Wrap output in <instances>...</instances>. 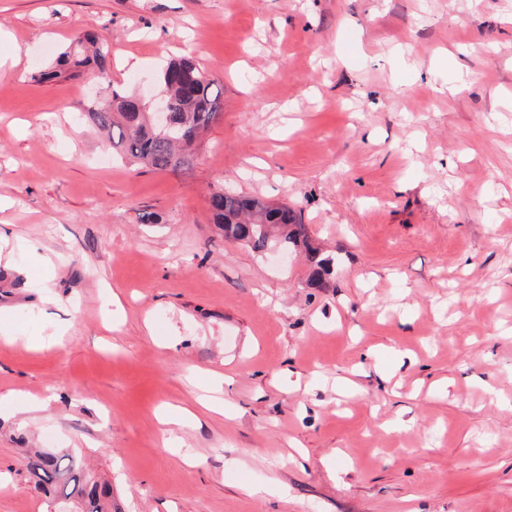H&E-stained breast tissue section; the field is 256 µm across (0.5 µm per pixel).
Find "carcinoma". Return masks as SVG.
<instances>
[{"label":"carcinoma","instance_id":"obj_1","mask_svg":"<svg viewBox=\"0 0 512 512\" xmlns=\"http://www.w3.org/2000/svg\"><path fill=\"white\" fill-rule=\"evenodd\" d=\"M86 72L93 73L106 91L89 117L117 153L152 171L182 172L191 168L197 145L190 139L181 141L182 134L199 135L221 115V91L205 71L191 59L180 58L171 60L161 72L162 98L171 104V124L167 127L153 121L139 96L113 88L111 49L94 32L72 41L59 53L55 64L39 71L35 79L50 83L64 73L77 78ZM208 207L213 224L224 238L244 242L258 253L304 248L311 267L309 285L327 286L335 261L313 245L297 211L222 188L210 193ZM26 469L35 488L78 501L82 512H112L110 489L89 479L71 455L34 448L28 453Z\"/></svg>","mask_w":512,"mask_h":512}]
</instances>
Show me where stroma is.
<instances>
[{
  "instance_id": "1",
  "label": "stroma",
  "mask_w": 512,
  "mask_h": 512,
  "mask_svg": "<svg viewBox=\"0 0 512 512\" xmlns=\"http://www.w3.org/2000/svg\"><path fill=\"white\" fill-rule=\"evenodd\" d=\"M88 29L118 90L220 85L191 175L34 81ZM219 185L300 210L328 287L218 234ZM0 197V512H77L30 448L112 512H512V0H0ZM26 469L36 489L77 500L82 512H112L110 489L89 479L82 467H76L71 455L34 448L28 453Z\"/></svg>"
}]
</instances>
